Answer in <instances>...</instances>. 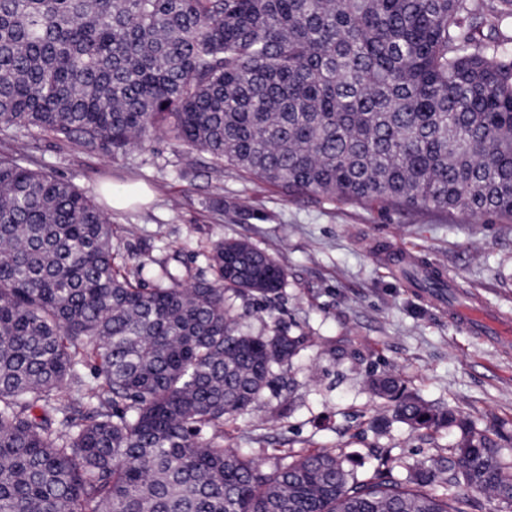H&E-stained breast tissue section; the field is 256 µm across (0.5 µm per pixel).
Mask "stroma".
Segmentation results:
<instances>
[{"instance_id": "obj_1", "label": "stroma", "mask_w": 512, "mask_h": 512, "mask_svg": "<svg viewBox=\"0 0 512 512\" xmlns=\"http://www.w3.org/2000/svg\"><path fill=\"white\" fill-rule=\"evenodd\" d=\"M37 159L92 196L144 184L150 201L112 214L116 262L165 259L183 283L210 277L205 253L217 240L241 238L288 266L285 288L271 300L234 298L242 330L270 333L296 326L315 336L285 372L291 394L265 392L224 427V445L264 469L288 452L343 449L358 477L401 475L405 466L447 455L451 432L425 436L394 423L366 385L373 372L399 375L424 399L499 431L512 455V350L462 334L451 307L426 300L399 279L388 256L410 249L449 275L456 294L512 317V223L455 224L435 211L406 213L285 191L228 169L184 171L164 140L112 159L43 140ZM223 200V209L213 206ZM244 206L237 219L234 206ZM345 356H337L335 346Z\"/></svg>"}]
</instances>
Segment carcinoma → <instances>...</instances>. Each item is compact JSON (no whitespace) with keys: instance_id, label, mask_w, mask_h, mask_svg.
I'll return each mask as SVG.
<instances>
[{"instance_id":"cac0c4a2","label":"carcinoma","mask_w":512,"mask_h":512,"mask_svg":"<svg viewBox=\"0 0 512 512\" xmlns=\"http://www.w3.org/2000/svg\"><path fill=\"white\" fill-rule=\"evenodd\" d=\"M506 21L512 0H0V512L512 502V456L388 373L370 379L381 421L454 430L440 462L379 480L334 449L266 471L224 447L314 344L238 325L231 296H276L286 267L228 238L189 285L164 262L122 268L105 207L31 156L48 137L112 158L162 137L189 170L205 155L293 195L511 222ZM391 262L446 295L439 271Z\"/></svg>"}]
</instances>
